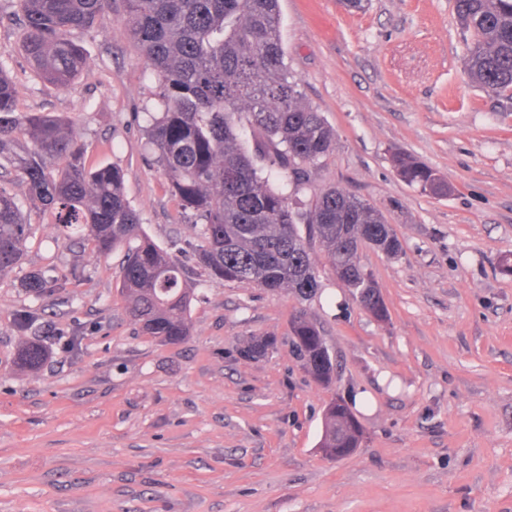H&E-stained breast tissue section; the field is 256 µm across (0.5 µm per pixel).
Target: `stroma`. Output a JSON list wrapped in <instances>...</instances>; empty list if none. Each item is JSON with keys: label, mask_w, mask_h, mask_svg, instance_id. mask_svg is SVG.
<instances>
[{"label": "stroma", "mask_w": 512, "mask_h": 512, "mask_svg": "<svg viewBox=\"0 0 512 512\" xmlns=\"http://www.w3.org/2000/svg\"><path fill=\"white\" fill-rule=\"evenodd\" d=\"M0 0V61L23 112L65 118L92 165H116L141 229L195 297L190 334L144 335L120 294L123 251L58 238L14 186L28 231L0 278V512H512V97L478 87L453 0H280L289 72L334 129L332 151L289 178L310 208L338 186L371 203L402 252L364 247L388 318L363 309L318 240L320 290L307 302L246 282L217 284L197 228L149 154L160 85L124 25L125 4L78 33L88 68L44 83ZM403 152L448 185L406 184ZM53 281L37 297L30 273ZM34 311L28 325L19 316ZM319 324L336 367L317 384L291 354L297 311ZM273 336L266 357L240 349ZM48 352L38 372L19 343ZM344 399L365 431L350 456L318 448L324 410ZM47 357L46 348L39 342L28 341L23 343L16 352L17 364L30 372L37 371Z\"/></svg>", "instance_id": "1"}]
</instances>
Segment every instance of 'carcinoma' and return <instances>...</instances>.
I'll return each instance as SVG.
<instances>
[{"label": "carcinoma", "instance_id": "1", "mask_svg": "<svg viewBox=\"0 0 512 512\" xmlns=\"http://www.w3.org/2000/svg\"><path fill=\"white\" fill-rule=\"evenodd\" d=\"M112 0H14L23 25V51L40 79L65 88L88 66L75 34L109 16ZM470 33L465 68L473 82L512 94V0H455ZM126 29L160 84L161 112L152 116L147 144L169 179L170 192L200 223L198 262L214 281H248L270 292L308 300L318 275L301 226L319 238L336 276L376 320L388 311L360 262L371 246L396 257L402 245L370 203L337 187L314 206L293 205L286 188L261 176L257 159L279 173H298L333 148L336 133L304 102L288 73L279 33V0H125ZM263 135L249 152L237 132L241 119ZM399 176L432 193L446 189L428 166L395 157ZM19 181L63 230H77L100 255L126 248L121 292L142 332L177 345L189 336L193 293L167 252L141 233V220L115 165L86 167L84 148L67 123L49 112H21L15 83L0 61V277L23 256L27 224L10 188ZM293 353L328 387L335 366L319 326L299 313L290 323ZM271 337L252 338L246 359L274 348ZM47 357L39 342L23 343L17 364L37 371ZM364 430L349 406L331 401L319 447L344 458Z\"/></svg>", "mask_w": 512, "mask_h": 512}]
</instances>
